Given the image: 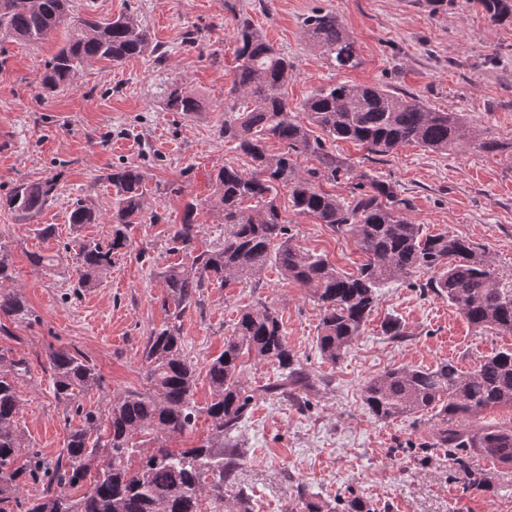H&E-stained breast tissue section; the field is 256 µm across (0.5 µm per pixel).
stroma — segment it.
I'll return each mask as SVG.
<instances>
[{
	"label": "stroma",
	"mask_w": 512,
	"mask_h": 512,
	"mask_svg": "<svg viewBox=\"0 0 512 512\" xmlns=\"http://www.w3.org/2000/svg\"><path fill=\"white\" fill-rule=\"evenodd\" d=\"M74 6L83 16H130L166 55L112 67L90 63L71 88L50 92L40 86V73L67 37V26L38 45L0 33V198L24 181L59 180L54 201L35 223L18 222L0 209V252L31 309L26 319L0 318V349L27 365L17 425L51 463L69 430L84 420L55 398L50 352L66 348L97 366L104 386L78 397L84 412L104 414L113 394L144 388L143 348L167 320L159 273L184 260L170 249L172 225L191 203L200 226L197 251L224 238L213 208L214 175L227 164L251 167L221 133L237 19H250L295 62L285 88L292 113L326 84L382 86L416 95L435 111L465 113L488 136L512 142V26L492 24L469 0H453L436 13L426 0H74ZM317 10L336 13L347 28L357 67L330 69L310 46L305 20ZM190 29L200 35L194 47L183 41ZM177 89L198 96L201 116L168 108ZM312 134L347 166L337 180L315 178L318 190L348 198L374 180L392 184L411 202L408 219L430 233L482 243L498 272H512V153L438 154L415 144L371 155L353 142L324 137L320 128ZM124 164L146 174L143 219L132 225L127 248L99 285L78 287L77 258L69 247L71 206L83 200L99 216L83 227L84 237L109 239L110 174ZM277 204L296 245L343 272L357 271L364 257L352 237L296 215L286 188H279ZM38 223L54 225V237H37ZM34 253L55 256L54 266H34ZM429 277L421 271L382 285L363 335L335 364L316 349L318 306L276 266L265 270L258 288L232 283L203 289L183 317L198 404L209 399L208 364L223 350L240 309L260 303L278 313L309 380L297 396L266 395L250 407L234 434L242 454L226 501L242 490L252 512H306L310 502L345 512L354 498L370 512H512V464L477 460L484 480L470 485L449 467L443 449L427 446L441 426L435 412L382 421L364 407L365 382L390 368L451 360L468 371L485 356L512 348V334L475 329L447 300L421 291ZM391 318L401 324L402 337L384 333Z\"/></svg>",
	"instance_id": "stroma-1"
}]
</instances>
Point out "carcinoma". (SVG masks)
<instances>
[{
    "label": "carcinoma",
    "mask_w": 512,
    "mask_h": 512,
    "mask_svg": "<svg viewBox=\"0 0 512 512\" xmlns=\"http://www.w3.org/2000/svg\"><path fill=\"white\" fill-rule=\"evenodd\" d=\"M491 23L512 25V0H471ZM73 15V0H0V30L35 45L49 39ZM306 38L335 70L354 68L359 59L347 29L336 14L318 11L306 22ZM235 72L224 94V140L251 159L253 170L222 166L215 176L214 207L224 218V241L195 253L199 233L193 204L185 206L174 225L171 251L192 255L189 265H170L160 272L167 293L168 321L148 338L143 351L148 387L112 396L106 436L98 416L84 415L85 425L69 431L63 453L51 465L40 451L28 448L16 424L18 383L26 366L0 349V512H200L204 498L214 512L224 508V483L232 476L239 448L232 433L260 395L286 394L301 382V371L288 348L278 313L264 304L243 310L223 351L208 365L210 397L200 407L194 399L196 370L184 352L182 317L210 284L239 281L259 284L271 265L305 288L322 311L316 348L337 363L363 334L377 302V288L424 270L432 273L424 287L456 306L479 330L512 333V279L496 272L487 249L449 232L430 234L424 225L404 216L409 201L384 182L351 199L317 190L318 175L332 180L345 163L312 138L314 124L339 140H350L373 154L418 144L432 152L477 150L495 154L505 144L489 139L462 112H436L416 96L380 87L345 83L317 89L303 104L309 123L288 111L285 87L294 62L270 44L266 35L244 17L237 21ZM158 55L159 46L130 17H79L65 42L44 65L42 88L55 91L73 84L82 67L106 61ZM169 107L187 114L200 109L191 93L173 91ZM272 136L286 150L266 152ZM310 154L319 167L300 172L293 156ZM115 193L112 239H83L84 225L98 221L96 212L78 202L69 213L79 259L78 286L94 288L112 266V258L128 245V228L138 223L145 196L144 171L134 165L112 171ZM55 178L22 183L0 201L22 220L40 213L57 192ZM288 189L295 214L352 236L364 262L348 274L320 256L294 244L275 204L279 187ZM0 313L25 319L31 311L20 290L0 291ZM272 362L278 375L258 389L244 379L242 357ZM54 396L72 402L103 386L96 367L68 349L49 354ZM363 404L380 420L432 410L446 421L474 419L490 409H512V348L484 357L464 371L445 361L431 368L396 367L363 387ZM207 415L212 434L192 448L164 446L172 436L192 431L198 414ZM435 448L448 449V461L468 483L477 485L481 472L474 459L512 462V421L470 429L445 427L435 435ZM48 484L47 495L23 500L29 480Z\"/></svg>",
    "instance_id": "1"
}]
</instances>
